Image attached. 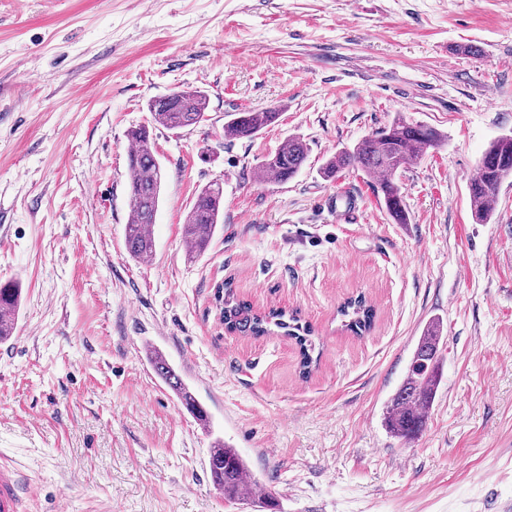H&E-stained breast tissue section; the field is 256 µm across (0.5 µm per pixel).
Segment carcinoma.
Returning <instances> with one entry per match:
<instances>
[{"label": "carcinoma", "mask_w": 512, "mask_h": 512, "mask_svg": "<svg viewBox=\"0 0 512 512\" xmlns=\"http://www.w3.org/2000/svg\"><path fill=\"white\" fill-rule=\"evenodd\" d=\"M206 110L207 95L196 89L174 88L148 104L151 124L170 131L200 124L205 120ZM281 113L280 105L232 112L224 123V136L252 139L275 124ZM128 138L133 149L128 154L127 164L131 218L125 228L126 250L131 259L145 262L154 252L149 226L155 223L162 200L165 172L146 126L132 128ZM440 140L441 135L434 128L397 117L383 130L336 152L322 165L320 172L326 178H333L342 169L361 171L374 182L378 197L393 223L409 224L410 211L396 175L417 163ZM307 157L306 144L298 137H290L265 159L261 171L268 176L269 182L285 183L298 175ZM510 178L512 136L505 135L491 142L484 151L469 185L470 210L476 223L484 224L491 219L493 202L502 184ZM222 223L224 183L212 181L198 190L185 217L183 238L190 243L186 252L189 260H195L208 251ZM222 292L224 325L228 329L250 337L282 333L299 347L302 375L307 377L312 373L317 365L313 356L314 329L298 314L273 308L260 313L250 303L239 299L228 282L222 286ZM19 306L18 286L0 284L1 344L13 336ZM337 314L346 330L357 336L369 332L375 318L374 309L362 296L344 301ZM442 343L440 321L430 322L413 351L405 380L393 394L384 413V425L392 436L409 441L422 433L441 382L439 360ZM152 363L156 374L175 392L184 407L203 425H209L207 411L168 361L157 353L152 357ZM209 470L214 485L224 491V497L229 500L242 497V489L248 482L260 485V480L238 451L221 439L216 440L211 448Z\"/></svg>", "instance_id": "carcinoma-1"}]
</instances>
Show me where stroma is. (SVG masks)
Here are the masks:
<instances>
[{
    "mask_svg": "<svg viewBox=\"0 0 512 512\" xmlns=\"http://www.w3.org/2000/svg\"><path fill=\"white\" fill-rule=\"evenodd\" d=\"M175 87L208 109L151 131L165 184L140 263L125 249L127 131ZM278 104L254 139L225 137L226 113ZM398 116L443 137L401 173L407 224L361 172L320 174ZM511 132L512 0H0V283L23 288L0 344V458L25 479L22 512H512V182L487 224L468 194ZM291 136L302 171L259 180ZM215 180L224 228L191 262L184 218ZM347 194L359 217L340 224ZM227 281L313 325L309 377L288 337L226 330ZM356 295L376 312L361 337L336 315ZM435 319L442 381L405 441L383 413ZM218 437L271 504L214 486ZM156 374L175 392L184 407L202 424H209L207 411L180 379L174 368L159 353L151 357ZM208 420V421H207Z\"/></svg>",
    "mask_w": 512,
    "mask_h": 512,
    "instance_id": "stroma-1",
    "label": "stroma"
}]
</instances>
